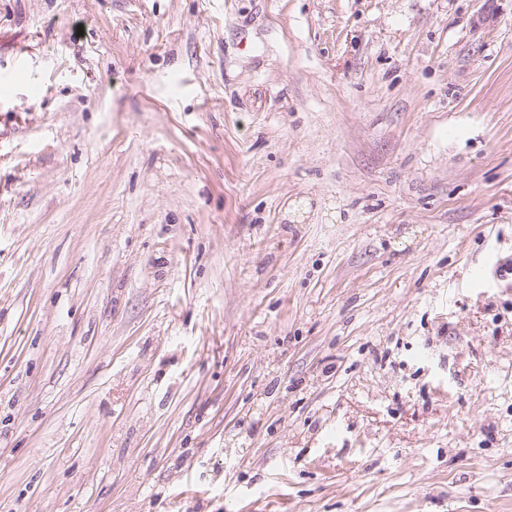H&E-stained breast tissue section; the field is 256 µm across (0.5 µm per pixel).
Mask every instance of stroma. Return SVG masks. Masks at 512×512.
<instances>
[{
    "label": "stroma",
    "mask_w": 512,
    "mask_h": 512,
    "mask_svg": "<svg viewBox=\"0 0 512 512\" xmlns=\"http://www.w3.org/2000/svg\"><path fill=\"white\" fill-rule=\"evenodd\" d=\"M0 512H512V0H0Z\"/></svg>",
    "instance_id": "obj_1"
}]
</instances>
